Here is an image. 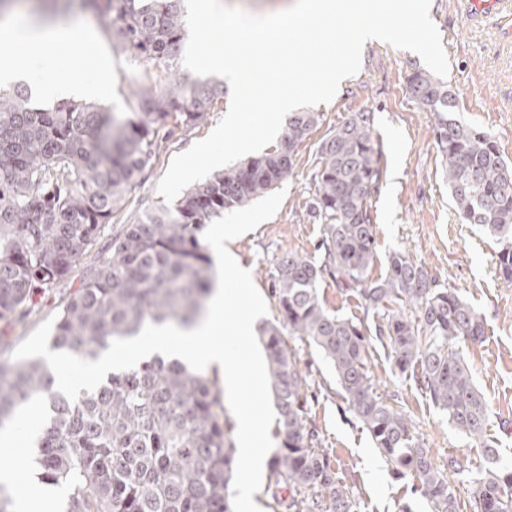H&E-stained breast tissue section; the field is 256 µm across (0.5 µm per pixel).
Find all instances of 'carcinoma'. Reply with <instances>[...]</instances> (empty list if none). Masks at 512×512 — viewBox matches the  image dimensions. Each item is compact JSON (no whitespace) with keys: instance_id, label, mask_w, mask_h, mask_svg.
Listing matches in <instances>:
<instances>
[{"instance_id":"obj_1","label":"carcinoma","mask_w":512,"mask_h":512,"mask_svg":"<svg viewBox=\"0 0 512 512\" xmlns=\"http://www.w3.org/2000/svg\"><path fill=\"white\" fill-rule=\"evenodd\" d=\"M81 2L107 21L113 44L159 78L147 86L130 80L119 114L77 102L37 108L27 85L0 88V318L68 280L172 128L203 123L224 97V83L191 79L177 68L184 0ZM409 90L436 112V142L462 219L501 243L497 267L512 281V165L490 132L456 115L449 87L417 71ZM318 122L316 112L289 113L264 154L123 225L59 314L54 348L94 358L148 323L198 321L214 283L205 229L286 179L298 145ZM321 160L310 208L323 224V260L291 252L278 259L272 294L282 319L260 327L281 435L272 498L289 512L355 507L304 424L309 382L293 360L288 333L324 353L348 409L397 472L416 478L435 512H458L456 488L415 438L410 419L376 392L368 333L389 342L400 373L420 366L416 382L425 396L492 464L497 451L486 437V404L462 350L482 339L483 316L403 252L389 256L384 278L369 280L375 237L367 200L381 178L371 113L356 112L337 127L322 144ZM326 275L339 288L356 289L374 328L324 306L319 284ZM396 300L417 317L388 309ZM33 401L48 413L37 440L39 480L62 491V512H232L234 448L224 407L204 373L155 356L110 373L96 391L83 389L71 401L40 362L1 363L0 425ZM472 482L477 512H512L511 470L490 467Z\"/></svg>"}]
</instances>
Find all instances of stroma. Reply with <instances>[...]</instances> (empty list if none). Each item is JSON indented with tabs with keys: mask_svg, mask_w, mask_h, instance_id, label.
Segmentation results:
<instances>
[{
	"mask_svg": "<svg viewBox=\"0 0 512 512\" xmlns=\"http://www.w3.org/2000/svg\"><path fill=\"white\" fill-rule=\"evenodd\" d=\"M461 0H432L436 24L449 61L446 83L456 97L460 117L491 132L500 152L512 163V34L503 24L478 26L470 22ZM8 18L47 23L72 31V55L80 57L93 41L112 84L109 98L99 105L107 112L124 111V95L132 78L148 82L154 69L134 64L130 52L113 48L104 20L79 11H65L62 0H16ZM421 57L388 44H367L359 73L349 78L328 105L318 107L320 120L298 146L294 168L280 182L285 197L278 212L255 231L234 239L229 248L245 266L264 296L269 316H276L272 294L273 264L288 252L309 259L323 258L318 245L323 226L310 214L321 144L353 113L374 115L373 139L381 179L368 200L376 239L371 280L384 277L388 257L406 252L441 284L456 288L483 316L485 337L468 343L463 354L488 407L487 436L499 454V465L512 468V282L496 269L497 242L478 226L465 223L457 211L442 172L435 140L437 118L429 106L414 98L407 79L425 70ZM222 99L205 122L179 128L161 143L157 156L136 189L115 212L96 244L105 249L122 225L135 222L146 210L163 207L157 184L171 159L205 138L226 114ZM83 274L75 268L63 286L35 298L24 316L0 319V362H10L21 343L44 321L57 317ZM296 366L307 374L305 423L317 436L316 445L328 454L341 484L353 496L356 512H434L416 479L399 476L376 448L362 423L348 411L336 372L312 343L289 338ZM372 373L383 399L406 412L413 432L440 468L460 463L462 474H449L457 489L458 512H476L475 488L467 475L486 470L482 448L453 427L445 413L427 400L409 374L395 372L386 348L371 342Z\"/></svg>",
	"mask_w": 512,
	"mask_h": 512,
	"instance_id": "stroma-1",
	"label": "stroma"
}]
</instances>
